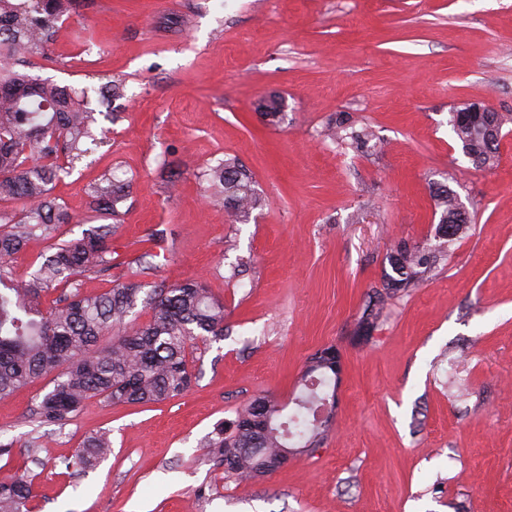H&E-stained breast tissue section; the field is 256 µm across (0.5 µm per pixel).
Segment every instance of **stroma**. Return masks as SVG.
I'll return each mask as SVG.
<instances>
[{"mask_svg": "<svg viewBox=\"0 0 512 512\" xmlns=\"http://www.w3.org/2000/svg\"><path fill=\"white\" fill-rule=\"evenodd\" d=\"M31 76L87 91L107 143L51 194L85 214L90 183L131 180L110 238L115 275L145 288L201 279L224 338L195 344L197 379L160 404L92 400L62 425L28 416L50 384L0 399V481L25 474L31 512H512V122L475 169L450 125L478 102L512 115V0H72ZM122 82L123 95H104ZM280 93L282 124L259 99ZM368 125L378 149L327 134ZM237 157L265 205L230 222L204 173ZM455 191L462 233L418 286L359 330L397 244L432 249L431 185ZM81 224L27 240L28 279ZM336 347V409L314 449L249 482L206 446L259 396L288 402ZM111 433L94 470L65 461Z\"/></svg>", "mask_w": 512, "mask_h": 512, "instance_id": "stroma-1", "label": "stroma"}]
</instances>
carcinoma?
<instances>
[{
    "label": "carcinoma",
    "instance_id": "1",
    "mask_svg": "<svg viewBox=\"0 0 512 512\" xmlns=\"http://www.w3.org/2000/svg\"><path fill=\"white\" fill-rule=\"evenodd\" d=\"M60 11L47 0H0V45L14 52L0 59V202L25 203L18 220L0 229V399L42 378L52 389L38 398L30 416L42 424L62 425L86 402L102 398L114 405L155 404L184 394L194 374L189 367L194 341L224 339V304L204 284L187 280L179 285L156 286L143 294L142 285L128 278L97 295L76 290L45 305L44 298L61 285H76L86 273L112 276L115 263L109 239L120 221L129 194L123 180L103 174L90 185L88 211L77 219L52 197L50 185L71 174L90 146L103 143L97 135L94 113L87 103L65 93L55 83L36 81L23 68L29 57L45 54L57 31ZM281 97L264 100L262 115L270 123L282 119ZM336 136L358 150L369 148L373 134L340 118ZM462 145L480 167H492L497 151H488L479 134H466ZM216 197L238 221L261 206L252 177L235 158H227L207 173ZM435 208L447 223L437 233L452 242L462 232L456 194L441 184L434 188ZM111 218L79 240L54 245L29 279L17 282L10 263L36 232L51 235L63 224H84ZM456 228L448 235V227ZM440 250L411 249L400 244L390 256L392 273L383 291L369 298L361 324L373 328L390 295L421 282L439 262ZM142 306L150 321L130 319ZM334 365L321 357L313 371H304L303 390L295 398L298 412L278 421L285 405L269 396L253 399L238 413L237 421L253 422V430L217 433L208 443L215 463L226 477L238 482L258 479L275 469L286 441L298 438L303 447L320 442L329 419L319 418L327 398L321 395L325 372ZM294 428H288V425ZM112 442L105 432L83 440L66 467L86 469L105 459ZM32 482L19 475L0 482V512H29Z\"/></svg>",
    "mask_w": 512,
    "mask_h": 512
}]
</instances>
